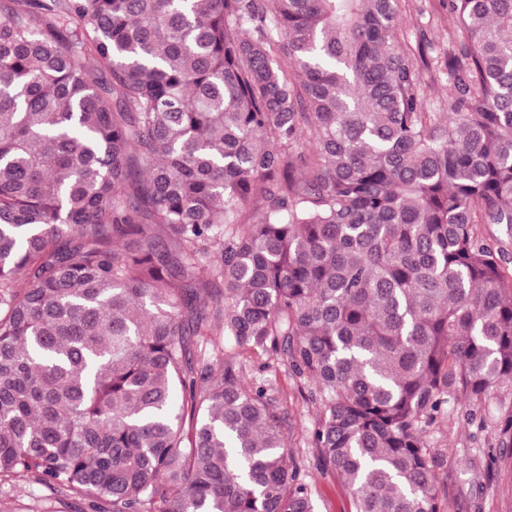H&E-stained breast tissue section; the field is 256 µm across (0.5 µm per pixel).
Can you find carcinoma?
<instances>
[{"label":"carcinoma","mask_w":512,"mask_h":512,"mask_svg":"<svg viewBox=\"0 0 512 512\" xmlns=\"http://www.w3.org/2000/svg\"><path fill=\"white\" fill-rule=\"evenodd\" d=\"M449 5L431 112L397 0H0V485L315 512L266 357L354 512H448L425 429L512 386V0ZM424 80L427 84L428 109L432 112H445L448 100V81L446 75L431 69L424 72Z\"/></svg>","instance_id":"carcinoma-1"}]
</instances>
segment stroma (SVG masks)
<instances>
[{"label": "stroma", "instance_id": "35a3bbf8", "mask_svg": "<svg viewBox=\"0 0 512 512\" xmlns=\"http://www.w3.org/2000/svg\"><path fill=\"white\" fill-rule=\"evenodd\" d=\"M399 33L407 48L424 43L443 51L461 38L448 0H398ZM251 382H265L280 404L285 431L295 450L299 466L308 472L317 512H353L352 496L344 479L323 470L317 452L307 443L317 413L307 399L308 386L297 383L280 364L266 371L251 367L246 371ZM512 407V388L495 389L485 399L464 404L450 401L448 422L429 428L430 447L444 454V481L449 512H512V459L491 464L497 453L498 417ZM484 418V426L469 423L468 415ZM0 512H73L70 504L43 488L31 489L23 481L0 486Z\"/></svg>", "mask_w": 512, "mask_h": 512}]
</instances>
